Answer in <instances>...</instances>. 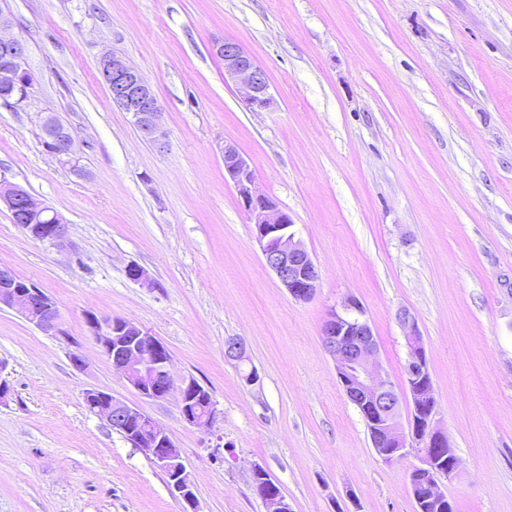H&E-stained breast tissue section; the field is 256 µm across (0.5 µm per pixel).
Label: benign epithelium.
Returning a JSON list of instances; mask_svg holds the SVG:
<instances>
[{
    "label": "benign epithelium",
    "instance_id": "obj_1",
    "mask_svg": "<svg viewBox=\"0 0 512 512\" xmlns=\"http://www.w3.org/2000/svg\"><path fill=\"white\" fill-rule=\"evenodd\" d=\"M11 26L9 13L0 8V99L6 97L16 106L28 97L35 78L25 67L26 46L23 41L5 34ZM214 54L224 62V80L237 84L242 101L253 112L270 109L274 98L266 70L237 41L225 38L213 43ZM100 74L108 87L112 103L132 115L140 137L158 149L165 147L160 127L161 106L152 86L141 72L123 56L106 51L99 58ZM43 146L59 163L79 170L70 131L56 124L52 114L40 119ZM224 173L232 182L240 201L249 213L265 266L276 276L289 295L308 301L315 295L320 272L304 244L296 237L292 216L255 189L254 173L237 148L224 144ZM0 206L5 207L23 232L33 240L53 247L64 246L69 239V224L52 207L35 199L22 186L0 179ZM42 210L54 217L52 224H28L32 211ZM130 280L146 288L157 283L137 264L127 267ZM18 312L44 333L66 337L55 302L36 284L19 279L8 267H0V308ZM344 309L354 316L336 311L329 314L322 328V342L333 357L336 373L347 398L357 406L372 426V446L378 456L391 462L415 455L420 465L409 473V489L415 495V482L424 471H431L434 498L444 496L439 479L443 474L432 471L429 450L448 449V474L458 467V458L449 449L447 436L435 427V399L430 377L426 376L427 359L413 317L406 311L398 320L406 330L409 348L407 391L410 418L401 423V396L377 361L378 345L368 322L360 318L362 308L354 298L345 301ZM85 321L101 353L113 369L143 398L160 401L178 393L179 410L192 425L210 429L216 411L200 412L201 391L190 378L177 382L171 373V353L155 336L134 322L121 317L88 312ZM224 357L241 366L248 361L244 341L233 336L226 339ZM83 399L89 411L113 429L123 432L128 441L140 449L168 474L169 486L190 512H196L193 491L181 453L168 434L137 406L112 397V394L87 389ZM252 489L261 498L267 512H292L285 496L277 494L265 476L264 468L252 471Z\"/></svg>",
    "mask_w": 512,
    "mask_h": 512
}]
</instances>
